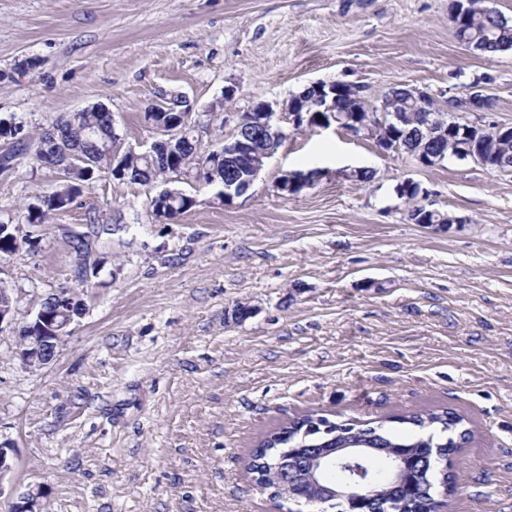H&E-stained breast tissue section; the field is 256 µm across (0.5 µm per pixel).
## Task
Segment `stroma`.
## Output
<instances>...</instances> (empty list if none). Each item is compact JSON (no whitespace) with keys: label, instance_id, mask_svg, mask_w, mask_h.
<instances>
[{"label":"stroma","instance_id":"1","mask_svg":"<svg viewBox=\"0 0 512 512\" xmlns=\"http://www.w3.org/2000/svg\"><path fill=\"white\" fill-rule=\"evenodd\" d=\"M450 5L0 0V119L31 137L101 104L136 148L164 95L238 114L343 81L372 105L399 85L440 104L476 88L494 100L478 120L512 126V51L462 45ZM278 126L252 190L218 205L182 182L197 204L171 220L149 216L147 188L104 174L30 225L54 173L25 153L0 171V223L31 237L0 260L18 319L54 289L88 294L48 365L22 367L0 330V442L16 461L5 496L42 487L46 512H281L249 472L273 427L317 411L405 433L402 416L449 408L470 438L448 512H512V173L454 157L423 167L338 127ZM310 170L299 194L276 190ZM406 180L459 223L408 221Z\"/></svg>","mask_w":512,"mask_h":512}]
</instances>
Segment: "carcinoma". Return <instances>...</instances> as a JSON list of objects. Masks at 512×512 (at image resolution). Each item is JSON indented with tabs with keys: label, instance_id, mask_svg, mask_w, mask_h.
<instances>
[{
	"label": "carcinoma",
	"instance_id": "obj_1",
	"mask_svg": "<svg viewBox=\"0 0 512 512\" xmlns=\"http://www.w3.org/2000/svg\"><path fill=\"white\" fill-rule=\"evenodd\" d=\"M455 37L489 56L512 50V24L499 11L486 5V0H470L467 20L455 28ZM392 100L402 112H417V99L407 87L389 90L383 102ZM335 110L355 112L361 120L364 111L370 110V107L359 103L347 90L336 97ZM172 118L171 113L150 109L144 114V120H152L150 129L159 136L162 135L161 128L168 127ZM50 126L57 129L56 139L51 142L53 154L61 164L69 166V172L65 178L58 180L52 192L27 207V222L30 224L48 223L51 214L75 201L85 184L97 175L112 171V152L115 149L124 152L127 182L142 186L165 182L175 167L188 178L195 173L199 162L207 161L213 169L210 185L216 188L215 198L224 202V160H216L213 150L202 149L189 129L168 148L166 157L154 159L126 152L125 144L119 145L112 139V128L106 118L92 109L59 115L51 121ZM395 131L398 133V148L411 155L421 145L426 146V153L434 162L441 156L448 157L450 153L445 141H428L425 130L411 120L395 126ZM473 146L488 161L500 155L512 157V136L502 140L490 133L476 140ZM172 157L175 158L173 163L170 162ZM419 195L420 188L416 184L411 185L409 193L403 195V198L413 202L408 219L416 224L442 223L444 213L418 202ZM195 205V199L184 193L170 199L161 211L153 205L149 209L158 217L175 218ZM400 423L411 425V433H394L383 424L360 429L353 423L333 422L319 412H310L266 432L252 451L249 470L255 475L256 483L269 491L272 498H281L297 506V509L289 512H302L304 507L319 504V493L306 485L289 486L282 477L280 456L286 451L297 454L302 448L316 447L331 438L337 445L343 436L355 431L363 434L376 432L384 438L382 450L370 453L369 464L377 477H384L388 466L387 456L391 454L418 464L427 459L429 468L422 472L414 466L404 481L394 486L381 484L380 493L369 503L350 507L346 502L337 500L331 503V508L336 512H345L349 508L354 512H424L437 489L448 484L450 476L443 462L457 449L456 438H465L466 431L460 430L462 417L448 409L412 413L402 417Z\"/></svg>",
	"mask_w": 512,
	"mask_h": 512
}]
</instances>
